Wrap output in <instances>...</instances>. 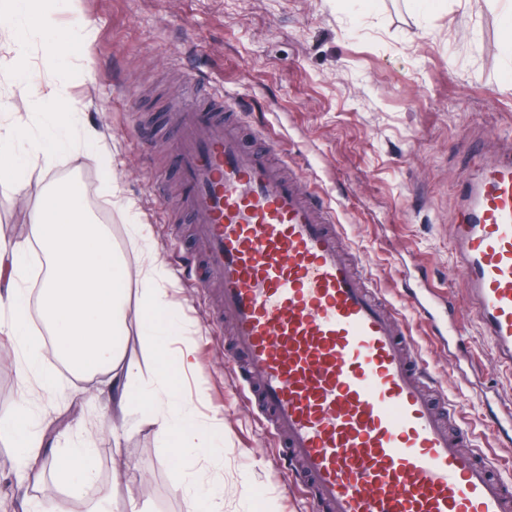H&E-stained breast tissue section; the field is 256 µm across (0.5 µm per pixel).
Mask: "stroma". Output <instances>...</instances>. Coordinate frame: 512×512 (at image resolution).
Wrapping results in <instances>:
<instances>
[{"instance_id": "35a3bbf8", "label": "stroma", "mask_w": 512, "mask_h": 512, "mask_svg": "<svg viewBox=\"0 0 512 512\" xmlns=\"http://www.w3.org/2000/svg\"><path fill=\"white\" fill-rule=\"evenodd\" d=\"M61 28L88 21L65 80L82 104V125L96 139L50 163H38L18 193L0 188V239L28 237L46 186L69 171L82 175L88 207L109 219L112 242L136 272L146 257L162 267V288L180 326L179 340L195 349L182 372L171 353L148 349L136 333L123 339L127 359L145 380L168 372L196 407L200 424L224 434V468L194 459L209 512H311L289 490L280 452L249 402L234 389L224 329L216 327L201 291L178 266L189 249L165 220L176 199L159 204L152 182L172 165L173 142L143 149L133 115L180 97L181 71L197 67L240 98L252 122L278 137L303 185L325 183L350 246L369 259L380 295L400 306L402 278L429 280L457 300L456 319L473 356L466 368L437 345L429 326L405 312L418 355L429 366L462 420L475 424L477 447L512 466V438L495 439L479 422L477 393L512 401V376L492 355L474 315L462 306L463 271L455 262L451 226L456 189L474 174L462 143H483L485 160L512 149V12L503 0H67ZM112 154L110 168L96 161ZM118 187L133 211L109 204L104 186ZM149 225L148 243L130 227ZM58 389L33 406L22 385L12 344L0 339V418L39 408L47 444L65 449L82 437L95 451V486L69 488L53 477L25 488L20 450L0 431V512H23V502L69 512L101 504L104 512H194L173 489L168 454L152 427L121 422L105 373L78 374L46 356Z\"/></svg>"}]
</instances>
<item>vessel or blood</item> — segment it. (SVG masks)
<instances>
[{"label": "vessel or blood", "mask_w": 512, "mask_h": 512, "mask_svg": "<svg viewBox=\"0 0 512 512\" xmlns=\"http://www.w3.org/2000/svg\"><path fill=\"white\" fill-rule=\"evenodd\" d=\"M166 119L203 244L186 266L201 290L218 286L211 311L232 324L239 392L314 512H512V480L495 474L455 405L438 403L409 325L347 255L328 195L302 188L279 140L198 73ZM459 196L464 301L512 372V156L483 164ZM407 299L442 343L462 341L430 288ZM492 423L512 437L511 402Z\"/></svg>", "instance_id": "vessel-or-blood-1"}]
</instances>
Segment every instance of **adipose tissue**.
<instances>
[{"label": "adipose tissue", "mask_w": 512, "mask_h": 512, "mask_svg": "<svg viewBox=\"0 0 512 512\" xmlns=\"http://www.w3.org/2000/svg\"><path fill=\"white\" fill-rule=\"evenodd\" d=\"M39 245L48 273L38 293V306L52 342L43 344L26 333L31 293L25 285L24 269L31 245ZM127 276L122 255L114 248L105 225L89 215L81 193L59 183L45 191L27 240L0 242V336L14 346L22 358L21 381L29 392L44 399L57 388L55 377L46 371V353H53L72 371L83 374L108 372L112 390L121 406L145 402L150 406L143 423L172 446L165 463L175 472L176 492L197 497L201 483L186 469L189 459L221 447V439L206 440L195 423L193 404L178 396L167 375L144 381L132 363L126 362L121 337L128 333ZM162 270L152 260L138 271L137 284L143 307L152 316L141 317L138 334L154 348H162L177 333L173 318L165 316L166 294L160 286ZM7 425L20 448L21 465L30 484L41 481L52 470L64 486L94 485L97 469L92 448L77 442L68 452L46 447L33 416L8 419Z\"/></svg>", "instance_id": "1"}]
</instances>
